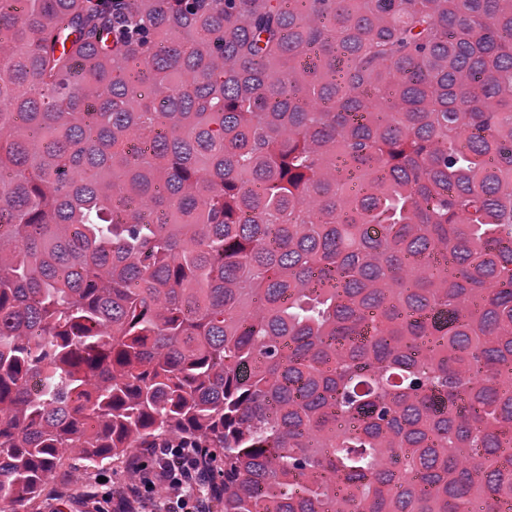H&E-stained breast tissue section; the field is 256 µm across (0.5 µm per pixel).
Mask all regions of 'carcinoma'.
<instances>
[{
  "label": "carcinoma",
  "mask_w": 512,
  "mask_h": 512,
  "mask_svg": "<svg viewBox=\"0 0 512 512\" xmlns=\"http://www.w3.org/2000/svg\"><path fill=\"white\" fill-rule=\"evenodd\" d=\"M511 374L512 0H0L1 499L500 512ZM153 454L157 456L161 462L158 474L143 473L140 465L133 466V476L135 480L129 487L134 497L140 498L142 505L147 507L151 501L143 497L140 485L147 490L155 485L154 477L165 487V497L163 502V512H213V509L206 499L200 495L193 493V488L200 482L202 473L196 462V459L185 453L184 448H154ZM152 448H146L141 455V462L148 464L146 471H152L158 465H153L154 457ZM163 486L156 485L152 491L144 492L151 499H157L163 496ZM64 472L62 481L57 482L51 477L42 496L24 508L13 506L8 500L0 499V512H118V499L112 500V488L127 487L129 472L122 465L107 464L95 469H86L83 461L76 456L68 455L63 459ZM99 477L107 478L100 482ZM87 492H97L100 505L105 510L93 508L92 504L83 505L80 500ZM107 492L110 500L103 503L101 494ZM78 510V511H76Z\"/></svg>",
  "instance_id": "1"
}]
</instances>
